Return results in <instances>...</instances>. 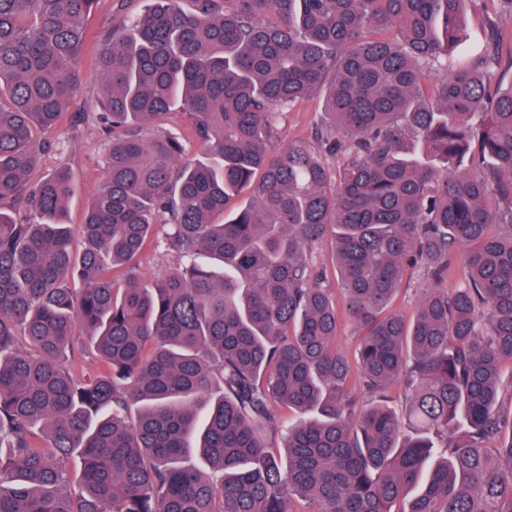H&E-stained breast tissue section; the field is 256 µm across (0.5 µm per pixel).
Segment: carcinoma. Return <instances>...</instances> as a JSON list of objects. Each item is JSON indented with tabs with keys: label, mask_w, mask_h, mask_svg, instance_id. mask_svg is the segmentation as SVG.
Returning <instances> with one entry per match:
<instances>
[{
	"label": "carcinoma",
	"mask_w": 512,
	"mask_h": 512,
	"mask_svg": "<svg viewBox=\"0 0 512 512\" xmlns=\"http://www.w3.org/2000/svg\"><path fill=\"white\" fill-rule=\"evenodd\" d=\"M489 1L476 47L475 0H150L70 116L109 141L77 256L72 173H31L98 0H0V512H512V0ZM314 95V136L279 144ZM148 245L178 260L150 288ZM428 286L425 278L414 276L411 282L403 284L399 290L396 303L398 307L409 317H411L416 309V306L425 293Z\"/></svg>",
	"instance_id": "1"
}]
</instances>
